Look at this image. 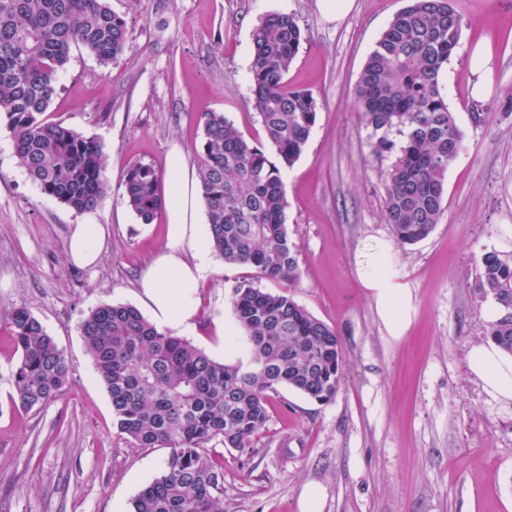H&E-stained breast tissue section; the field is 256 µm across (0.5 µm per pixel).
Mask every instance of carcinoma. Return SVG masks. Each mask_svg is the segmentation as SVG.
Masks as SVG:
<instances>
[{
    "label": "carcinoma",
    "instance_id": "cac0c4a2",
    "mask_svg": "<svg viewBox=\"0 0 512 512\" xmlns=\"http://www.w3.org/2000/svg\"><path fill=\"white\" fill-rule=\"evenodd\" d=\"M465 20L453 0H409L396 13L358 77L354 106L372 128L377 154L396 152L387 173L384 218L397 241L427 238L445 212L446 175L463 133L442 92L443 64L459 48ZM249 67L254 107L268 142L292 166L315 126L318 104L288 87L303 40L296 17L266 15L255 27ZM127 40L126 22L107 0H0V115L17 164L41 193L76 212L107 194L103 146L46 118L73 49L107 66ZM194 162L208 220L207 244L255 280L235 282L230 305L247 342L246 361L226 364L190 341L159 330L138 309L103 304L79 328L120 433L137 448H167L163 473L133 499L131 512H224V463L208 445L251 447L269 421L270 394L286 386L317 402L338 390L343 361L336 330L258 281L295 282L298 249L288 233L280 168L222 112L204 114ZM162 176L142 161L127 166L122 200L145 224L163 207ZM477 292L506 313L489 336L512 353V263L481 259ZM18 353L11 369L14 407L31 411L62 398L70 367L41 321L16 308L6 318Z\"/></svg>",
    "mask_w": 512,
    "mask_h": 512
}]
</instances>
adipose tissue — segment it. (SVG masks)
Instances as JSON below:
<instances>
[{
	"label": "adipose tissue",
	"instance_id": "adipose-tissue-1",
	"mask_svg": "<svg viewBox=\"0 0 512 512\" xmlns=\"http://www.w3.org/2000/svg\"><path fill=\"white\" fill-rule=\"evenodd\" d=\"M167 189L164 208L168 216V239L142 270L136 286L138 297L161 330L177 332L185 327L195 311L198 291L213 275L215 265L197 220L199 185L181 151H174L165 177ZM107 240L105 225H72L68 252L81 267L94 265ZM387 258H380L376 273L365 285L375 298L378 312L393 335L404 328L402 307L406 291L394 284ZM470 372L495 399L512 402V354L496 343L470 348L467 354Z\"/></svg>",
	"mask_w": 512,
	"mask_h": 512
}]
</instances>
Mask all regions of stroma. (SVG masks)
<instances>
[{
	"label": "stroma",
	"instance_id": "obj_1",
	"mask_svg": "<svg viewBox=\"0 0 512 512\" xmlns=\"http://www.w3.org/2000/svg\"><path fill=\"white\" fill-rule=\"evenodd\" d=\"M407 0H109L126 21L124 52L103 67L74 50L47 111L100 141L108 193L76 212L43 196L18 167L0 122V512H131L161 475L164 448H133L120 434L79 330L91 309L138 305L137 277L167 241L166 215L145 224L122 201L128 164L166 173L173 150L192 158L200 117L221 112L245 139L274 155L249 86L252 31L269 13L294 15L304 33L288 74L318 102L308 144L282 168L288 232L300 279L261 280L336 329L342 377L319 403L286 387L250 448L209 445L224 460V512H512V407L470 373L467 353L487 342L488 300L475 285L483 254L512 260V0H454L468 20L445 73L444 93L464 147L448 168L444 216L423 241L401 245L383 214L395 157L371 152V130L353 106L363 65ZM484 78V98L473 96ZM481 112V123L471 115ZM108 225L97 265H74L69 227ZM392 249L395 281L408 289L406 329L390 335L363 275L379 243ZM184 337L215 360L244 359L228 292L254 269L215 258ZM25 308L71 366L66 396L31 412L13 408L17 357L4 315ZM223 334H216V322Z\"/></svg>",
	"mask_w": 512,
	"mask_h": 512
}]
</instances>
